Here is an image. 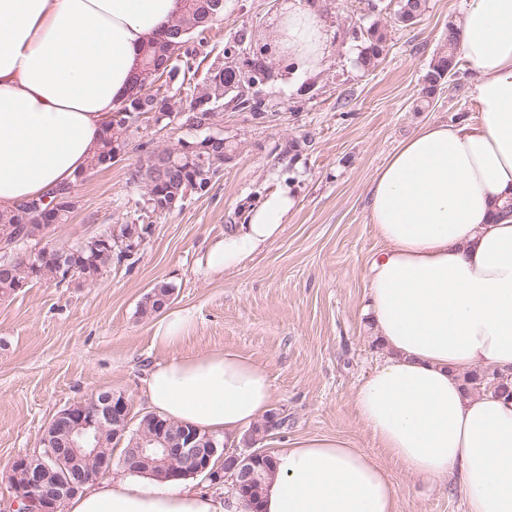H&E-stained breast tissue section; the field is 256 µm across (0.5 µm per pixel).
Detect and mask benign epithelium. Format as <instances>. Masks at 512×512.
Wrapping results in <instances>:
<instances>
[{
  "instance_id": "1",
  "label": "benign epithelium",
  "mask_w": 512,
  "mask_h": 512,
  "mask_svg": "<svg viewBox=\"0 0 512 512\" xmlns=\"http://www.w3.org/2000/svg\"><path fill=\"white\" fill-rule=\"evenodd\" d=\"M132 407L123 394L110 392L89 403H77L58 413L49 423L62 426L68 434L60 438L51 434L47 454L20 457L12 465L10 483L24 512H54L55 504L73 495L84 484L106 469L111 456L102 454L105 433L112 432V441L126 439L132 420ZM175 423L150 416L142 423L123 454L126 469L138 472L143 466L159 462L168 479L179 480L186 475L208 472L215 480L220 474L233 471L238 477L235 490L245 494L260 481L264 461L270 457L256 447L251 434H246L241 451L218 453V443L210 435L202 436L187 429L176 431ZM220 466L211 467L212 460Z\"/></svg>"
}]
</instances>
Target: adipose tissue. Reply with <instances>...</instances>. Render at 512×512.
I'll list each match as a JSON object with an SVG mask.
<instances>
[{
  "instance_id": "ef3b65f1",
  "label": "adipose tissue",
  "mask_w": 512,
  "mask_h": 512,
  "mask_svg": "<svg viewBox=\"0 0 512 512\" xmlns=\"http://www.w3.org/2000/svg\"><path fill=\"white\" fill-rule=\"evenodd\" d=\"M182 0H0V212L73 181L100 146L150 37ZM459 55L476 78L475 126L439 123L405 140L375 173L369 221L385 248L370 262L367 309L386 358L351 401L385 454L424 480L456 481L466 512H512V399L468 393L463 374L512 376V0H458ZM277 33L297 71L328 52L325 24L301 0ZM291 188L268 194L247 223L215 242L208 273L242 266L282 233ZM189 309L155 325L178 346ZM154 412L233 440L271 408L265 367L230 350L157 363ZM259 509L174 480L126 474L90 485L67 512H397L386 471L339 438H304L274 456Z\"/></svg>"
}]
</instances>
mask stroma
Instances as JSON below:
<instances>
[{
    "instance_id": "obj_1",
    "label": "stroma",
    "mask_w": 512,
    "mask_h": 512,
    "mask_svg": "<svg viewBox=\"0 0 512 512\" xmlns=\"http://www.w3.org/2000/svg\"><path fill=\"white\" fill-rule=\"evenodd\" d=\"M289 0H224V19L199 48L201 70L224 66L225 50L274 43ZM328 26L329 52L313 76L282 71L264 117L224 105L218 127L241 147L207 191L155 216L140 249L91 284L42 281L0 300V512H17L7 474L20 456L40 453L41 438L62 409L112 391L133 413L151 407L150 369L174 357L232 350L265 365L272 409L286 417L261 446L276 452L307 437H333L362 449L389 473L398 512H465L458 488L430 485L404 472L357 417L354 387L382 360L363 315L369 261L384 245L368 220V188L377 169L419 128L466 127L476 121L468 65L419 106L428 65L448 28L454 0H427L421 19L401 26V0H304ZM387 32L377 68L358 63L371 25ZM187 130L148 126L111 167L85 174L78 208L56 225L53 243L73 245L140 221L131 176L144 159L141 142L160 147ZM298 204L278 240L240 268L205 273L210 244L245 223L251 207L283 184ZM173 288L171 307L192 309L197 327L172 349L152 341L155 319L139 313L155 285Z\"/></svg>"
}]
</instances>
